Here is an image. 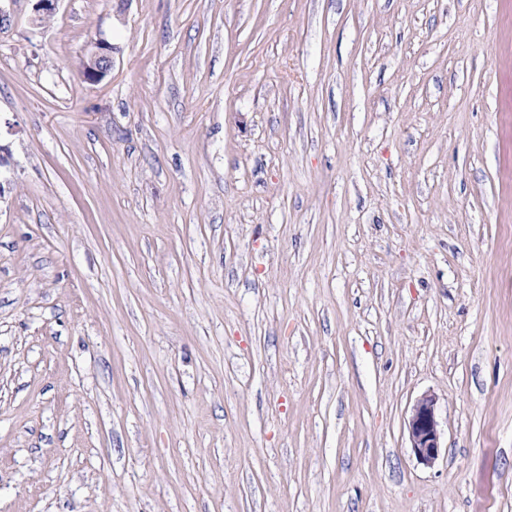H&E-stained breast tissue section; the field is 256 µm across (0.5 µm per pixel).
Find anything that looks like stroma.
<instances>
[{"mask_svg":"<svg viewBox=\"0 0 512 512\" xmlns=\"http://www.w3.org/2000/svg\"><path fill=\"white\" fill-rule=\"evenodd\" d=\"M0 12V512H512V0ZM112 47L105 41L95 42L83 64V77L89 82L101 80L112 67ZM436 399L423 395L411 409L408 419L410 448L416 459L424 465H432L442 448V434L436 416Z\"/></svg>","mask_w":512,"mask_h":512,"instance_id":"obj_1","label":"stroma"}]
</instances>
